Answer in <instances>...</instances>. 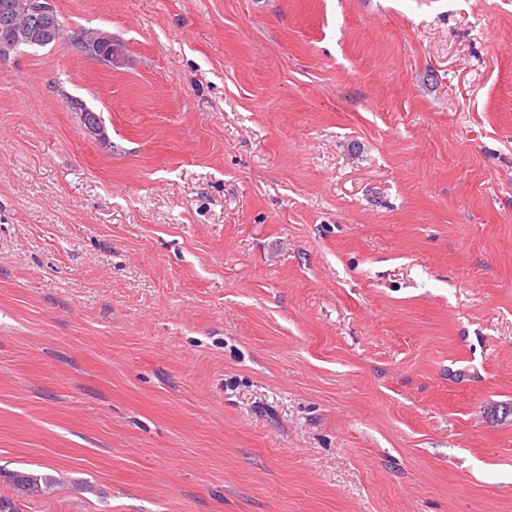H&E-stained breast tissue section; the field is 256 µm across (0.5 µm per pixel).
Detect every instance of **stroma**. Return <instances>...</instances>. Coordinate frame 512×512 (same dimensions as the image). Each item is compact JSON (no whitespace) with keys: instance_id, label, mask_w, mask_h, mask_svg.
<instances>
[{"instance_id":"35a3bbf8","label":"stroma","mask_w":512,"mask_h":512,"mask_svg":"<svg viewBox=\"0 0 512 512\" xmlns=\"http://www.w3.org/2000/svg\"><path fill=\"white\" fill-rule=\"evenodd\" d=\"M48 2L0 56V494L512 512V0ZM37 3H39L38 0H0V16L2 13H10L15 20H19L16 27V34L19 41H32V39L37 38L41 33L38 43L40 45H48L55 39V25L57 37L54 42L60 38V34L62 35V24L58 17H56L57 23L55 22L54 15L49 7L42 6L41 8L34 9L31 12L38 18L36 28L40 33L37 32L28 21L29 13H24L25 9H29L30 7L32 10L34 7L31 6H34ZM21 21H23L27 26L21 23ZM17 493V497L0 494V512H20L17 504L19 497L33 499L52 493L57 480L52 477L38 475L27 471H12L5 476Z\"/></svg>"}]
</instances>
